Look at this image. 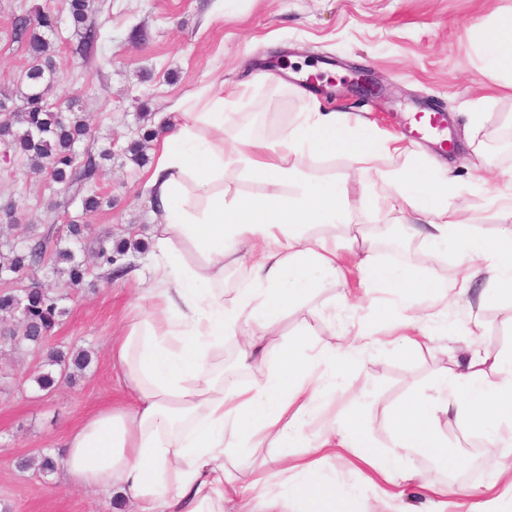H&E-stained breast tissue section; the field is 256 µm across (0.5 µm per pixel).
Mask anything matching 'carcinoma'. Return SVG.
Listing matches in <instances>:
<instances>
[{
    "instance_id": "cac0c4a2",
    "label": "carcinoma",
    "mask_w": 512,
    "mask_h": 512,
    "mask_svg": "<svg viewBox=\"0 0 512 512\" xmlns=\"http://www.w3.org/2000/svg\"><path fill=\"white\" fill-rule=\"evenodd\" d=\"M72 17L77 24L76 35L86 49H92L101 38L100 29L86 23L90 7L87 0H71ZM29 47L33 65L26 73L24 99L27 107L19 115H11L9 120L0 123V140L13 152L27 156L31 169L40 172L50 168L54 180L64 183L67 174L75 169L80 154L76 145L89 134L81 112L82 103L72 102L65 111L54 112L47 97L55 81L51 59V41L45 36L30 38ZM156 134L152 128L144 129L141 137L131 141L123 149L124 157L135 165L147 161L146 143ZM82 215L88 216L112 205V199L104 193L92 192L81 200ZM144 249L137 239H127L116 245L104 237L96 241L93 253L97 263L108 268V275L116 278L126 271L125 257L129 250ZM83 247L65 246L55 249L49 257L53 270L68 275L72 286L84 284L90 273V267L82 257ZM44 263V254L37 253L33 240L22 245H4L0 250V272L12 273L23 278ZM62 298L51 294L49 289L33 282L26 288L23 296L12 293L0 294V321H14L9 335L16 337L15 348L42 346L45 336L66 314L61 305ZM87 356L79 355L70 360L58 349L49 351L50 370L34 378L35 384L42 390H48L55 384V375L69 374L70 367L83 369ZM23 469L37 468L49 473L57 468L56 460L50 455L25 458L19 461Z\"/></svg>"
}]
</instances>
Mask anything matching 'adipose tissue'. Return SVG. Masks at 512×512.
I'll list each match as a JSON object with an SVG mask.
<instances>
[{
    "mask_svg": "<svg viewBox=\"0 0 512 512\" xmlns=\"http://www.w3.org/2000/svg\"><path fill=\"white\" fill-rule=\"evenodd\" d=\"M473 39L484 70L512 75V20L476 26ZM306 150L342 154L374 171L383 153L403 154L407 147L399 137L360 133L348 115L323 110L316 100L281 139H231L220 92L206 111L179 113L164 129L144 184L162 216L154 227L157 284L132 304L124 334L109 343L125 401L91 414L58 444L70 484L124 496L134 512H224L225 501L247 491L224 466L228 448H277L275 467L253 480L266 490L260 508L243 512H288L294 500L302 512H345L349 492L328 473L336 459L352 456L385 476L411 455L443 468L458 465L440 428L444 420L486 447H512V351L493 349L463 357L391 409L389 445L375 441L357 409L318 439L306 437L307 417L323 397L347 387L351 367L375 343L362 324L341 347L267 344L288 308L343 274L326 233L349 219L345 187L290 168L289 156ZM228 161L265 192L226 196ZM393 178L405 232L434 253L453 255L464 272L444 289L410 267L357 251L370 317L389 324L390 346L412 353L428 336L417 297L465 298L477 281L479 300L512 304V228L479 234L460 223L448 206L459 188L452 168L416 159ZM312 227L323 236L309 235ZM249 242L256 248L248 273L225 305L224 267L237 263L239 246ZM242 322L256 333L238 350L239 367L269 366L244 386L236 370L224 369V339ZM290 448L309 454L292 462Z\"/></svg>",
    "mask_w": 512,
    "mask_h": 512,
    "instance_id": "1",
    "label": "adipose tissue"
}]
</instances>
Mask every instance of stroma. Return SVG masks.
Here are the masks:
<instances>
[{
	"label": "stroma",
	"mask_w": 512,
	"mask_h": 512,
	"mask_svg": "<svg viewBox=\"0 0 512 512\" xmlns=\"http://www.w3.org/2000/svg\"><path fill=\"white\" fill-rule=\"evenodd\" d=\"M95 24L104 34L93 51H84L74 31L66 0H0V99L12 111L24 108L20 94L33 60L29 42L13 36L17 17L34 25L47 14L56 22L53 67L57 83L49 99L79 97L90 131L79 151L112 149V160L99 168L94 190L112 196L110 209L95 214L87 240L104 233L113 239L136 233L152 238L159 216L144 192L145 168L124 162L122 151L139 138L140 109L152 112V127L172 118L176 102L201 103L208 88L223 87L231 98L224 107L228 133L276 138L306 111L311 99L358 117L361 131L403 134L414 113L444 109L448 131L464 157L478 168H462L459 192L449 206L461 223L491 234L512 227V216L490 205L487 190L499 187L512 171V90L479 66L470 28L492 18L512 17V0H97ZM378 77L384 95L367 99L349 92L353 69ZM486 97V120L471 134L467 113L478 97ZM289 164L304 175L345 183L350 210L368 206L371 196L394 197L398 186L370 175L350 176L341 155L312 152L290 156ZM66 192L48 172L33 173L26 158L0 144V206H18L15 225L0 235V244L25 242L30 232L59 228L81 212L80 203L66 204ZM401 227L398 212H373L366 223L339 224L332 234L340 248L372 239L374 256L447 282L455 272L451 257L431 252L418 238L393 255L376 235L380 223ZM131 271L110 280L94 268L93 286L70 288L65 278L44 265L37 280L63 295L68 313L42 349L0 352V512H113L114 499L63 482L62 470L40 474L22 470L18 458L49 453L64 434L93 412L123 399L108 355V342L127 322L131 304L152 280L150 251L129 257ZM436 314L432 340L412 355L367 349L351 371L348 388L326 397L304 426L315 435L331 420L359 406L375 439L388 445L384 421L402 399L429 386L454 368L459 357L496 347L512 348V306L483 304L431 305ZM366 312L365 293L355 263L343 279L313 294L303 306L289 309L276 343L299 338L313 328L316 341L342 344ZM478 329H471V321ZM456 328L446 335L445 325ZM84 349L92 361L73 382L59 381L52 391L38 390L33 379L44 369L47 349ZM450 444L460 464L441 480L445 495L432 493L420 474L433 471L429 458L414 455L401 466L417 480L388 483L361 464L337 463L336 479L351 489L348 512H369L376 486H383L398 505L412 512H467L482 500L500 471L501 452L479 453L473 435L452 427Z\"/></svg>",
	"instance_id": "35a3bbf8"
}]
</instances>
